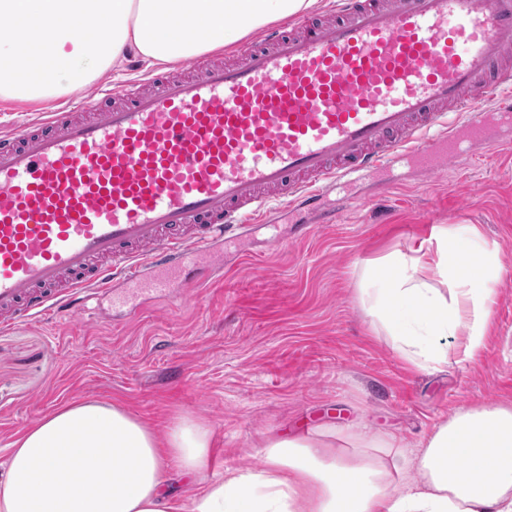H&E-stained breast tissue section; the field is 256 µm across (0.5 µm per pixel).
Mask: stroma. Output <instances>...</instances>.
Masks as SVG:
<instances>
[{
	"label": "stroma",
	"instance_id": "stroma-1",
	"mask_svg": "<svg viewBox=\"0 0 512 512\" xmlns=\"http://www.w3.org/2000/svg\"><path fill=\"white\" fill-rule=\"evenodd\" d=\"M79 98L0 97V128ZM345 193L338 223L296 208L228 246L223 277L187 300L112 324L0 328V466L20 433L72 401L120 402L160 435L176 417L202 419L212 472L255 466L263 438L288 427L353 420L414 448L461 407L512 403V148L431 177L382 171ZM455 224L499 249L489 336L473 360L416 372L372 330L355 288L368 258Z\"/></svg>",
	"mask_w": 512,
	"mask_h": 512
}]
</instances>
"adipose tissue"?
<instances>
[{
  "instance_id": "obj_1",
  "label": "adipose tissue",
  "mask_w": 512,
  "mask_h": 512,
  "mask_svg": "<svg viewBox=\"0 0 512 512\" xmlns=\"http://www.w3.org/2000/svg\"><path fill=\"white\" fill-rule=\"evenodd\" d=\"M316 0H0V71L41 60L0 97L46 98L121 69L221 48ZM35 38H27L31 25ZM504 269L475 226L367 261L357 301L420 371L485 345ZM212 432L183 416L157 436L117 402L43 416L0 472V512H512V403L459 409L415 450L365 428L265 438L261 464L211 473Z\"/></svg>"
}]
</instances>
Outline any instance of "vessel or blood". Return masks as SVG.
Instances as JSON below:
<instances>
[{"instance_id": "obj_1", "label": "vessel or blood", "mask_w": 512, "mask_h": 512, "mask_svg": "<svg viewBox=\"0 0 512 512\" xmlns=\"http://www.w3.org/2000/svg\"><path fill=\"white\" fill-rule=\"evenodd\" d=\"M112 107H103L107 96ZM512 130V0H336L225 61L171 64L0 132V325L138 317L196 257L409 164Z\"/></svg>"}]
</instances>
